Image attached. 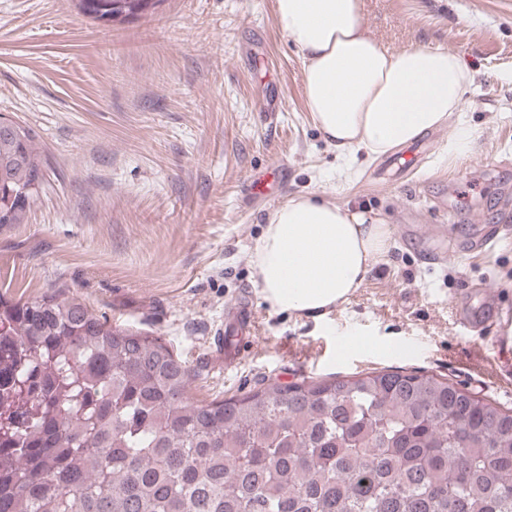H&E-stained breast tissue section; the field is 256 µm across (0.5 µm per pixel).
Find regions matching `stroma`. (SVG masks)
<instances>
[{
  "instance_id": "stroma-1",
  "label": "stroma",
  "mask_w": 512,
  "mask_h": 512,
  "mask_svg": "<svg viewBox=\"0 0 512 512\" xmlns=\"http://www.w3.org/2000/svg\"><path fill=\"white\" fill-rule=\"evenodd\" d=\"M360 2L389 51L441 48L468 65L466 158H449L448 128L424 136L416 173L339 155L274 0H162L109 25L77 0H0V113L37 132L51 168L24 222L0 226V294L60 289L161 338L198 370L199 402L264 379L402 369L512 408V321L499 316L512 309V0ZM266 172L276 196L251 194ZM297 194L371 210L390 231L385 258L318 318L277 309L254 280L266 217ZM241 299L254 343L228 369L219 338ZM473 310L478 333L459 322Z\"/></svg>"
}]
</instances>
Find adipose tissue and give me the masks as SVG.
<instances>
[{
	"mask_svg": "<svg viewBox=\"0 0 512 512\" xmlns=\"http://www.w3.org/2000/svg\"><path fill=\"white\" fill-rule=\"evenodd\" d=\"M274 8L303 56L307 108L339 154L383 156L451 125L449 156L467 155L470 133L453 119L473 75L457 54L388 51L362 29L359 0H274ZM389 247L385 221L370 211L292 196L266 218L255 281L276 308L320 316L347 302Z\"/></svg>",
	"mask_w": 512,
	"mask_h": 512,
	"instance_id": "ef3b65f1",
	"label": "adipose tissue"
}]
</instances>
